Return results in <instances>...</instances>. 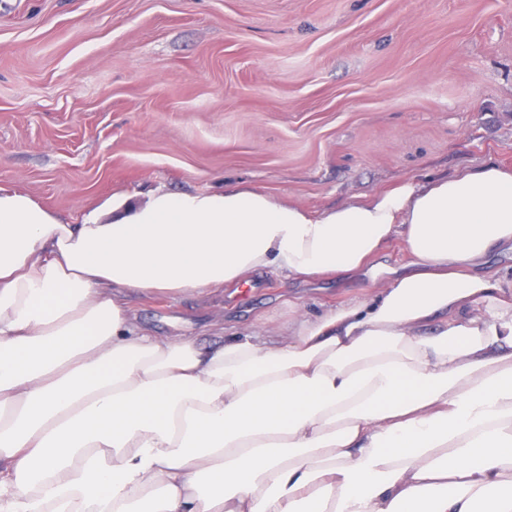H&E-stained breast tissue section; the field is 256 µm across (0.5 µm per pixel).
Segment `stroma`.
<instances>
[{
  "instance_id": "stroma-1",
  "label": "stroma",
  "mask_w": 512,
  "mask_h": 512,
  "mask_svg": "<svg viewBox=\"0 0 512 512\" xmlns=\"http://www.w3.org/2000/svg\"><path fill=\"white\" fill-rule=\"evenodd\" d=\"M488 159L512 166V0H0V186L69 218L237 181L316 213ZM407 261L395 240L341 281L128 304L207 348Z\"/></svg>"
}]
</instances>
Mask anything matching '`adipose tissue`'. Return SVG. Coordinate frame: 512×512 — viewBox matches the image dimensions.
<instances>
[{
	"label": "adipose tissue",
	"instance_id": "ef3b65f1",
	"mask_svg": "<svg viewBox=\"0 0 512 512\" xmlns=\"http://www.w3.org/2000/svg\"><path fill=\"white\" fill-rule=\"evenodd\" d=\"M409 261L370 298L202 349L124 294ZM512 168L313 213L226 187L74 220L0 187V512H512Z\"/></svg>",
	"mask_w": 512,
	"mask_h": 512
}]
</instances>
